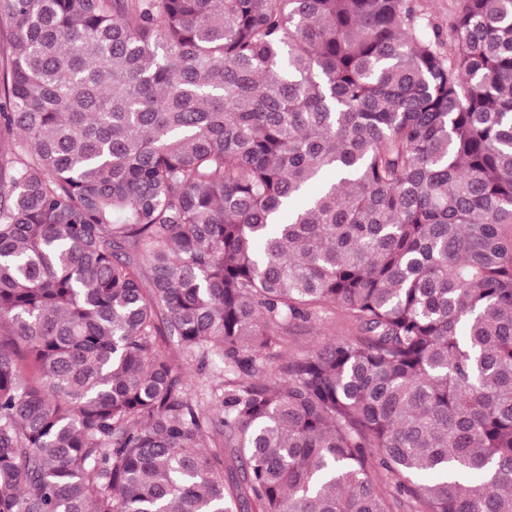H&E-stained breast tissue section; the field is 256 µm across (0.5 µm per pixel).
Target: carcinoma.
<instances>
[{
    "mask_svg": "<svg viewBox=\"0 0 512 512\" xmlns=\"http://www.w3.org/2000/svg\"><path fill=\"white\" fill-rule=\"evenodd\" d=\"M0 22V512H512V0ZM342 329L341 320L333 315L311 323H300L286 344L269 351L272 364L283 363L320 347L339 336Z\"/></svg>",
    "mask_w": 512,
    "mask_h": 512,
    "instance_id": "1",
    "label": "carcinoma"
}]
</instances>
